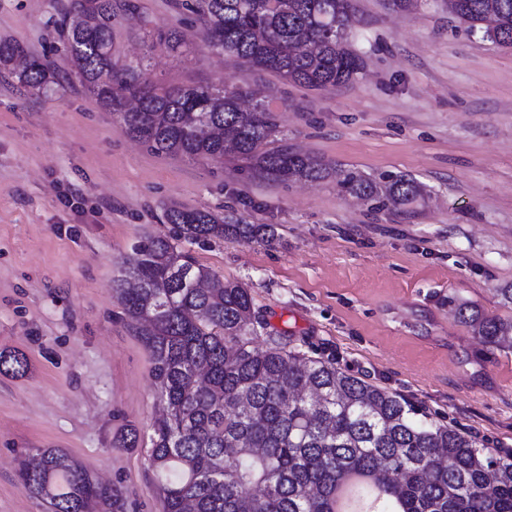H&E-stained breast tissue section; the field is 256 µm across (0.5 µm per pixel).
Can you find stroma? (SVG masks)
I'll return each instance as SVG.
<instances>
[{"mask_svg":"<svg viewBox=\"0 0 512 512\" xmlns=\"http://www.w3.org/2000/svg\"><path fill=\"white\" fill-rule=\"evenodd\" d=\"M69 3L0 0V41L65 73L57 20ZM137 3L138 20L112 25L114 57H142L141 20L175 28L185 53L145 59L152 81L258 91L288 145L338 169L410 174L429 199L399 213L344 196L332 177L283 184L232 155H157L79 83L44 97L0 71V351L30 361L24 377L0 374V512H46L18 479L36 448L120 487L130 512H162L143 451L114 443L127 426L149 433L159 402L113 282L135 245L170 234L171 205L274 225L272 243L191 253L244 283L289 348L512 452V350L485 346L458 316L468 304L512 318L500 295L512 288V48L469 31L448 0L409 11L352 0L364 67L346 86L310 90L212 54L178 0Z\"/></svg>","mask_w":512,"mask_h":512,"instance_id":"obj_1","label":"stroma"}]
</instances>
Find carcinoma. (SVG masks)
I'll return each mask as SVG.
<instances>
[{"instance_id": "1", "label": "carcinoma", "mask_w": 512, "mask_h": 512, "mask_svg": "<svg viewBox=\"0 0 512 512\" xmlns=\"http://www.w3.org/2000/svg\"><path fill=\"white\" fill-rule=\"evenodd\" d=\"M216 55L315 90L350 83L363 59L350 49L351 0H182ZM469 29L512 47V0H448ZM134 0H71L59 21L69 76L154 154L248 160L277 182L338 176L340 191L405 211L426 187L401 172L377 176L334 170L284 143L264 100L222 84L163 86L139 63L112 58V22L134 16ZM148 49L183 54L179 32L152 27ZM0 67L42 94L60 86L56 70L18 43H0ZM171 237L136 245L114 288L152 359L162 415L148 440L136 429L119 448L144 447L163 512H336L342 489L370 512H512V454L437 421L396 392L367 383L335 363L289 350L263 335L249 289L198 264L183 244L226 237L269 242L271 224H226L200 210L168 207ZM460 319L486 344L512 339V319L476 307ZM28 359L0 352V373L22 377ZM19 467L23 489L50 512H127L118 486L101 485L70 456L39 449Z\"/></svg>"}]
</instances>
